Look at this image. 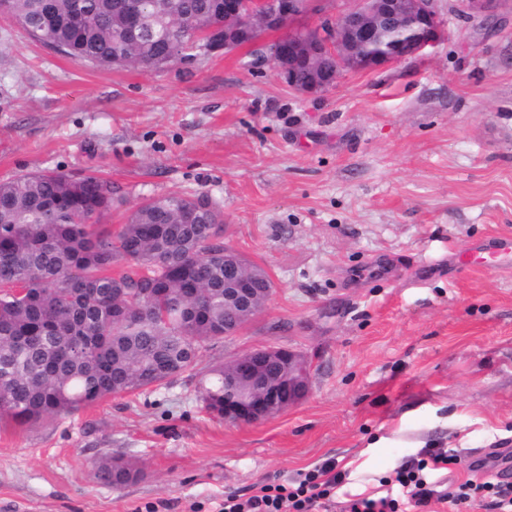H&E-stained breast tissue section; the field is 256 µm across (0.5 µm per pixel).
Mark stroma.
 Listing matches in <instances>:
<instances>
[{"mask_svg": "<svg viewBox=\"0 0 512 512\" xmlns=\"http://www.w3.org/2000/svg\"><path fill=\"white\" fill-rule=\"evenodd\" d=\"M421 56L347 71L305 95L254 47L150 73L80 64L0 18V181L34 172L109 178L122 205L204 193L224 242L273 293L195 375L32 425L0 423V512H216L225 495L335 459L345 489L380 484L424 448L457 455L438 480L499 481L474 460L512 448V256L461 255L512 235V0ZM312 367L298 402L264 421L213 417L215 366L261 347ZM137 479L100 482L98 464ZM500 251H511L512 253V238L504 239L497 250L469 251L463 256L462 262L463 264L479 263L483 267L495 269L499 265ZM138 475V471L120 460L108 458L101 462L98 468L99 480L113 486H121Z\"/></svg>", "mask_w": 512, "mask_h": 512, "instance_id": "1", "label": "stroma"}]
</instances>
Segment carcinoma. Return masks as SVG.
Masks as SVG:
<instances>
[{
    "label": "carcinoma",
    "mask_w": 512,
    "mask_h": 512,
    "mask_svg": "<svg viewBox=\"0 0 512 512\" xmlns=\"http://www.w3.org/2000/svg\"><path fill=\"white\" fill-rule=\"evenodd\" d=\"M221 0H0V15L32 38L63 46L79 63L156 69L168 48L182 55L193 34L223 20ZM143 13L142 34L126 29ZM112 181L46 172L0 183V420L30 424L100 400L146 390L193 371L224 339V247L208 223H224L205 194L144 199L119 230L92 220L114 206ZM123 261L127 270L110 272ZM199 398L224 417V367ZM138 471L108 458L99 480L121 486Z\"/></svg>",
    "instance_id": "1"
}]
</instances>
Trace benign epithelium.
Returning <instances> with one entry per match:
<instances>
[{"instance_id":"7a95c632","label":"benign epithelium","mask_w":512,"mask_h":512,"mask_svg":"<svg viewBox=\"0 0 512 512\" xmlns=\"http://www.w3.org/2000/svg\"><path fill=\"white\" fill-rule=\"evenodd\" d=\"M354 5L336 18H326L314 31H288V22L302 13L307 0H224V24L196 33L194 50L203 55L230 53L246 46L242 39L258 29L277 32L270 60L288 87L301 94L321 93L333 87L346 71L386 67L423 54L445 38L436 0H353ZM409 28L410 50L394 43L379 50L383 29ZM333 66L328 70L325 59ZM311 79L301 82L298 70ZM272 287L229 248H224V305L242 318L260 313ZM309 370L304 359L280 347L247 351L224 363V420L250 424L274 416L298 402L307 392Z\"/></svg>"}]
</instances>
